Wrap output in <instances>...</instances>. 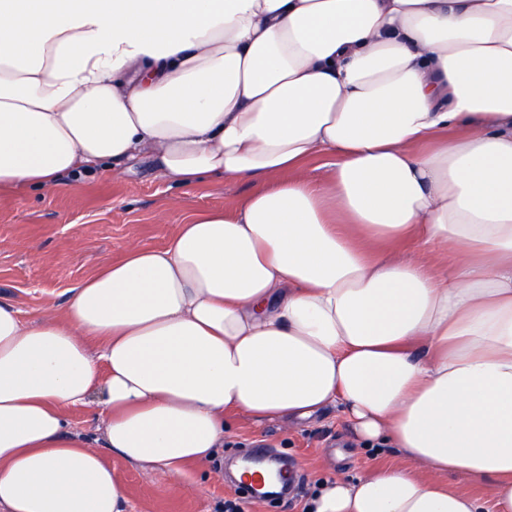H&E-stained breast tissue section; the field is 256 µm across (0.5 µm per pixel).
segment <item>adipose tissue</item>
I'll return each instance as SVG.
<instances>
[{"label":"adipose tissue","instance_id":"ef3b65f1","mask_svg":"<svg viewBox=\"0 0 512 512\" xmlns=\"http://www.w3.org/2000/svg\"><path fill=\"white\" fill-rule=\"evenodd\" d=\"M144 152L253 189L41 321L0 302V512H127L67 430L97 394L107 448L172 479L231 414L333 406L401 460L304 512H512V0H0V192ZM350 233L356 238H361L367 251L371 254L380 255L391 251H399L414 254L431 265H442L446 259L444 251L438 247L425 246L410 241L392 244L378 239L364 238L355 227L350 228Z\"/></svg>","mask_w":512,"mask_h":512}]
</instances>
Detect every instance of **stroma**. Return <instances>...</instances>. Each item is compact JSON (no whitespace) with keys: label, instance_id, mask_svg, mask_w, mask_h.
Listing matches in <instances>:
<instances>
[{"label":"stroma","instance_id":"stroma-1","mask_svg":"<svg viewBox=\"0 0 512 512\" xmlns=\"http://www.w3.org/2000/svg\"><path fill=\"white\" fill-rule=\"evenodd\" d=\"M121 168L117 177L78 176L49 195L30 189L0 194V300L14 304L24 319L37 321L61 311L72 288L122 257L129 245L164 248L195 215L231 207L250 190L234 179L213 178L201 187L176 184L146 153L122 162ZM66 416L70 432L101 447L126 485L130 512H224L228 501L240 512H303L317 479L398 460L392 449H363L332 407L289 422L259 424L240 414L224 438L225 463L249 450L285 460L293 475L287 497L256 499L240 484L199 470L171 481L165 490L162 476L104 448L97 412L71 407Z\"/></svg>","mask_w":512,"mask_h":512}]
</instances>
